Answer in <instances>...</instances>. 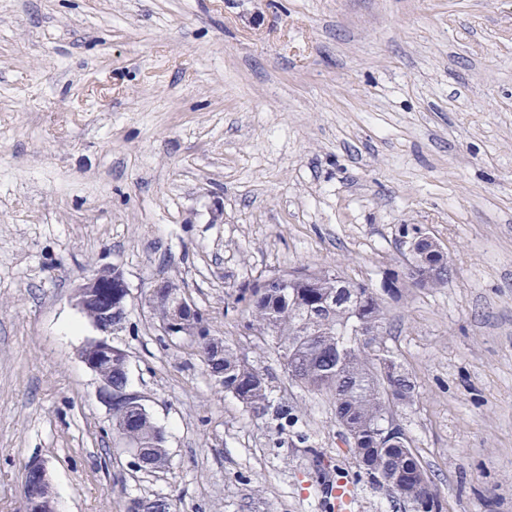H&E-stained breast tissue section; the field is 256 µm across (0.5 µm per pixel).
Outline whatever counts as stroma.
Returning a JSON list of instances; mask_svg holds the SVG:
<instances>
[{
	"mask_svg": "<svg viewBox=\"0 0 512 512\" xmlns=\"http://www.w3.org/2000/svg\"><path fill=\"white\" fill-rule=\"evenodd\" d=\"M447 249L441 288L385 300L415 383L401 421L443 512H512V0H0V512L26 463L57 512H412L357 480L332 401L245 328L239 288L332 269L377 288L403 225ZM119 268L113 345L170 461L112 449L75 304ZM177 282L213 336L263 371L295 425L224 393L149 296ZM355 494L353 488L346 482L339 480L334 484L328 483L322 487L321 501L324 510L331 507L339 512H350L354 504ZM176 505L166 497L137 498L131 502L128 512H171Z\"/></svg>",
	"mask_w": 512,
	"mask_h": 512,
	"instance_id": "obj_1",
	"label": "stroma"
}]
</instances>
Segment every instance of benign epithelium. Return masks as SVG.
Returning <instances> with one entry per match:
<instances>
[{
    "label": "benign epithelium",
    "mask_w": 512,
    "mask_h": 512,
    "mask_svg": "<svg viewBox=\"0 0 512 512\" xmlns=\"http://www.w3.org/2000/svg\"><path fill=\"white\" fill-rule=\"evenodd\" d=\"M404 247L410 256L405 270L391 273L382 281L384 288H404L410 275L418 269H426L443 261H449L448 252L435 239L426 233H419L404 239ZM129 289L123 273L117 268H103L86 277L75 293V301L81 312L103 332H112V315H126ZM171 312L160 320V328L165 336H203L206 334L205 315L198 312L192 301L175 299L171 302ZM197 319L195 328H186L187 322ZM121 349L112 345L106 337L89 341L81 350L83 363L97 375H103L106 365L112 363V356ZM48 472L41 461L29 462L23 470L22 491L25 512H54V502L40 495V487L47 481Z\"/></svg>",
    "instance_id": "benign-epithelium-1"
}]
</instances>
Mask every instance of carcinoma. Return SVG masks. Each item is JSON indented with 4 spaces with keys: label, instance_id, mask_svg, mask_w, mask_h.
<instances>
[{
    "label": "carcinoma",
    "instance_id": "carcinoma-1",
    "mask_svg": "<svg viewBox=\"0 0 512 512\" xmlns=\"http://www.w3.org/2000/svg\"><path fill=\"white\" fill-rule=\"evenodd\" d=\"M448 279V266L436 272L419 273L412 287L440 288ZM398 296V292L382 289V293L365 284L355 285L337 275H323V270H303L296 277L282 275L273 285L265 279L239 289L237 302L245 304L249 321L247 329L271 337L288 377L309 390L325 392L333 400L336 422L349 435L355 455H367L363 473L373 483H382L383 470L400 475L405 483L402 500L416 507L423 494L431 492L437 512L443 506L437 488L428 483L423 488L415 472L423 471L411 443L396 446L397 439L382 431L386 415L394 405L402 407L414 401V384L408 374L397 370L399 363L380 336L370 335L369 325L385 322L381 294ZM335 298L328 310H318L325 299ZM212 335L193 336L191 343L210 375L250 411L266 415L283 428L296 422L297 415L288 405H274L264 373L251 366L237 348L222 343L220 353L211 350ZM117 395L130 391L125 357L116 356L107 371ZM114 450L125 452L131 443L140 452V467L156 471L168 466L169 453L165 434L149 413L120 435L113 428ZM176 505L166 497L137 498L128 512H174Z\"/></svg>",
    "mask_w": 512,
    "mask_h": 512
}]
</instances>
